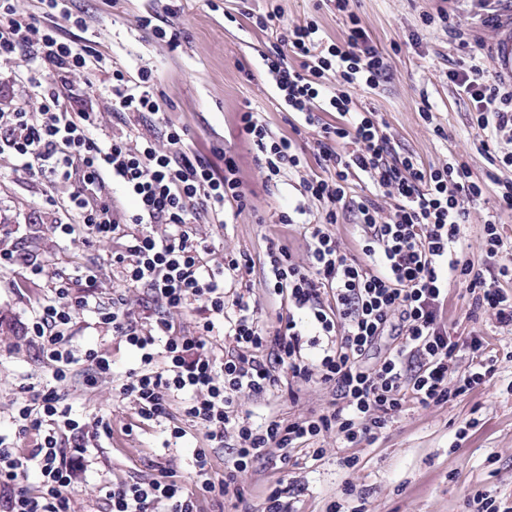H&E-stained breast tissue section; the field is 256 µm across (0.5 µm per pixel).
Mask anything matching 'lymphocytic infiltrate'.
I'll use <instances>...</instances> for the list:
<instances>
[{
  "instance_id": "obj_1",
  "label": "lymphocytic infiltrate",
  "mask_w": 512,
  "mask_h": 512,
  "mask_svg": "<svg viewBox=\"0 0 512 512\" xmlns=\"http://www.w3.org/2000/svg\"><path fill=\"white\" fill-rule=\"evenodd\" d=\"M36 2V12L29 13L18 11L13 0H0V66L29 51L23 78L38 102L32 112H1L0 127L10 131L14 161L70 186L67 205L75 221L54 225V232L83 247L127 238L111 262L122 268L125 285L150 290L157 309L150 330L141 332L123 291L113 290L111 303L101 302L91 270L49 274L33 265L34 275L46 276L49 293L37 305L28 333L52 372L20 403L15 425L17 435L36 430L43 440L20 454L0 437V512H75L68 493L75 464L66 460L56 427L69 428L77 443L85 431L72 418L60 387L78 365L97 375L112 372V361L102 352L78 355L69 347L71 324L84 312L96 314L114 336L140 351V368L126 372L115 388L119 398L134 402L140 419L171 422L176 440L187 426L203 428L217 448L230 435L236 448L220 480L212 475L206 451L196 450L191 492L165 470L146 484L106 485V512H201L200 497L223 498L238 490L239 476L270 449H278L286 464L299 450L316 459L325 435L335 434L345 444L374 439L406 403L439 405L494 377L498 358L487 352L483 337L455 340L440 319L449 284L463 280L469 317L486 314L499 325H512V297L502 288L512 280V258L505 255L495 215L484 224V266L474 267L465 256L466 206L483 196L485 184L454 160L427 168L410 155L391 159L384 120L359 111L349 95L352 88H373L387 79L389 63L349 11L348 0H333L346 17L339 41L325 43L319 25L310 21L283 29L272 51L261 56L281 108L298 117L292 135L275 136L259 113L238 117L270 182L304 169L301 133L320 128V173L302 176L301 201L275 213L277 223L299 226L309 263H296L281 241L271 238L266 245V282L288 302L287 315L271 330L260 325L244 295L224 290L225 274L250 270V256L234 254L223 264L208 265L203 256L210 247L196 231L199 221L224 224L229 208L250 207L235 154L225 151L224 166L217 169L189 148L182 129L169 128V148L161 151L136 127L106 138L96 132L94 113L63 109L57 83L77 70L105 68L108 59L94 44L76 47L63 41L56 27L39 26L40 12L71 19L69 0ZM448 79L472 102V123L488 134L483 148L512 135V84L490 74L480 46L469 48L467 62L449 70ZM110 94L117 119L145 112L156 122L167 120L148 67L134 78L113 69ZM317 109L335 113V123L316 124ZM359 173L367 179V193L356 198L350 179ZM115 187L133 200V208L112 196ZM386 198L394 202L387 213L380 206ZM308 199L321 204L318 216L305 208ZM348 212L359 229L358 256L328 230ZM173 310L199 311L195 333L177 334L169 319ZM391 326L398 329L396 344L376 367H367L366 356ZM217 336L233 344L231 355L217 357ZM463 351L476 360L449 379L448 365ZM313 379L332 386L337 398L332 411L288 421L271 415L257 424L240 407V395H262L281 380Z\"/></svg>"
}]
</instances>
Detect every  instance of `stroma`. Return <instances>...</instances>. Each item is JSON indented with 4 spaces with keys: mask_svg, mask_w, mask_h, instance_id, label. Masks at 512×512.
<instances>
[{
    "mask_svg": "<svg viewBox=\"0 0 512 512\" xmlns=\"http://www.w3.org/2000/svg\"><path fill=\"white\" fill-rule=\"evenodd\" d=\"M275 8L281 11L282 23L313 20L333 39L344 31L345 18L332 0H72L71 10L86 19V28L59 24L60 37L73 45L96 38L98 49L115 67L132 73L143 66L151 68L165 112L185 128L189 147L214 167L223 168L225 150L236 154L250 208L233 223H200L196 229L213 249L211 261H223L229 252L251 255V273L244 281L230 278L226 284L243 292L255 304L260 323L269 326L286 313L287 303L264 284L265 235L281 237L296 262H308V243L300 229L269 221L276 209L297 198L292 177L266 183L237 123L238 113L251 107L273 134L291 132L290 115L279 106L261 69V55L275 43L276 33L260 30L249 20L250 15ZM349 9L361 18L391 65L388 79L376 88L352 90L356 107L382 116L395 156L413 155L428 168L453 159L485 180L484 195L468 206L465 226L466 257L482 267L484 221L495 212L499 182L512 181V167L492 163L481 146L485 134L472 123L470 101L447 78L448 70L465 59L466 48L440 23L428 26L423 18L447 10L450 22L472 42L490 43L493 28L474 0H349ZM147 13L159 14L180 30L179 48L170 49L141 27L139 18ZM27 64L21 56L0 66V112L34 109V96L21 76ZM111 83V72L78 70L60 97L74 110L96 113L103 134L121 135L131 123L159 147H166L164 127L148 117L134 114L126 124L113 117L107 94ZM426 102L431 105L428 122L420 115ZM7 137V130L1 129L0 251H17L53 270L92 268L102 301H110L112 288L121 279L110 256L123 250L124 240L82 248L54 234L53 225L72 221L66 206L70 187L17 165L4 146ZM46 295L44 278L32 275L25 263L0 269V436L21 451L34 447L38 437L16 438L13 418L19 404L29 399L31 387L50 374L49 363L27 335L31 313ZM468 303L465 282L451 283L442 321L456 337L484 331L490 349L499 356L489 383L430 408L407 404L372 441L346 446L335 435H327L319 442L325 453L318 460L302 454L292 466L270 455L242 477V503L221 507L208 499L202 503L203 512H260L265 495L277 484L294 512H328L335 502L345 512L358 505L366 512H473V499L479 494L495 499L501 512H512V326L497 325L487 316L468 319ZM71 332L75 352L102 351L113 368L112 375L97 377L92 384L87 383L84 369H77L62 388L80 422L99 416L112 425L111 437L85 439L83 463L69 488L76 512H102V487L115 481L146 483L162 467L193 487V454L198 448L207 449L215 477H223L232 449L209 447L197 427L170 443L167 424L140 421L134 405L117 397L119 375L140 365L138 351L113 336L91 313L80 314ZM333 400L332 387L314 380L293 396L281 384L260 396H242L240 403L254 418L275 414L291 420L329 410ZM463 427L468 433L461 439L457 433ZM349 457L358 458L357 467L346 466Z\"/></svg>",
    "mask_w": 512,
    "mask_h": 512,
    "instance_id": "stroma-1",
    "label": "stroma"
}]
</instances>
